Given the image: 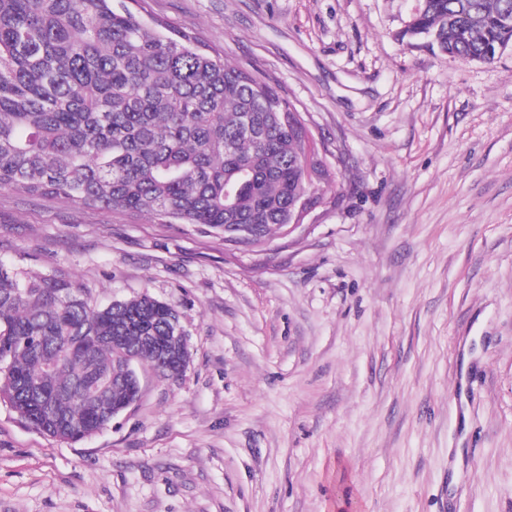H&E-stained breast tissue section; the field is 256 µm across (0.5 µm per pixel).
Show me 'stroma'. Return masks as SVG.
Masks as SVG:
<instances>
[{
    "mask_svg": "<svg viewBox=\"0 0 512 512\" xmlns=\"http://www.w3.org/2000/svg\"><path fill=\"white\" fill-rule=\"evenodd\" d=\"M420 0H148L302 113L329 176L263 246L0 191V262L175 309L190 364L66 443L0 401V512H512V46ZM411 28L423 29L441 53L471 61H487L498 43L512 45V27L503 20L512 17V0H421ZM412 36L425 32L413 31Z\"/></svg>",
    "mask_w": 512,
    "mask_h": 512,
    "instance_id": "1",
    "label": "stroma"
}]
</instances>
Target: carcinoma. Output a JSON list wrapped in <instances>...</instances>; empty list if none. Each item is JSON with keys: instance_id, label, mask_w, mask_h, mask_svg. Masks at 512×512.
I'll use <instances>...</instances> for the list:
<instances>
[{"instance_id": "cac0c4a2", "label": "carcinoma", "mask_w": 512, "mask_h": 512, "mask_svg": "<svg viewBox=\"0 0 512 512\" xmlns=\"http://www.w3.org/2000/svg\"><path fill=\"white\" fill-rule=\"evenodd\" d=\"M145 2L0 0V189L273 236L306 186L295 107L190 33L149 26ZM507 17L512 0H421L411 28L485 61L512 45ZM178 321L147 294L93 308L71 281L0 263V398L53 438L95 433L136 397L129 364L183 375Z\"/></svg>"}]
</instances>
